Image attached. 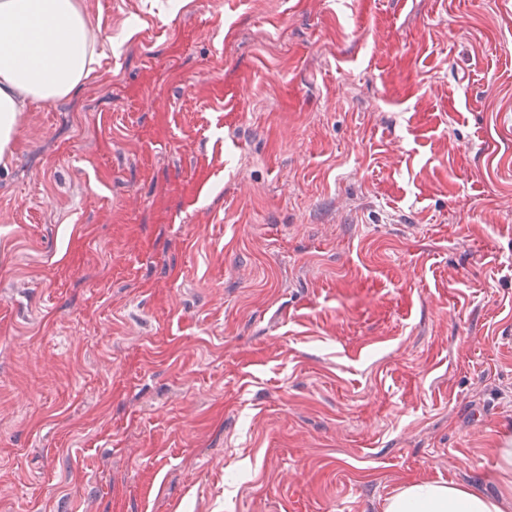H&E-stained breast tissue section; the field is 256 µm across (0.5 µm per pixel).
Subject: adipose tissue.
Wrapping results in <instances>:
<instances>
[{"label":"adipose tissue","instance_id":"adipose-tissue-1","mask_svg":"<svg viewBox=\"0 0 512 512\" xmlns=\"http://www.w3.org/2000/svg\"><path fill=\"white\" fill-rule=\"evenodd\" d=\"M99 58L80 0H0V162L12 154L29 104L73 96ZM505 502L468 486L412 481L385 512H503Z\"/></svg>","mask_w":512,"mask_h":512}]
</instances>
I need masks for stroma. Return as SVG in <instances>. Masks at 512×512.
<instances>
[{
  "mask_svg": "<svg viewBox=\"0 0 512 512\" xmlns=\"http://www.w3.org/2000/svg\"><path fill=\"white\" fill-rule=\"evenodd\" d=\"M82 2L0 166V512L497 495L512 4Z\"/></svg>",
  "mask_w": 512,
  "mask_h": 512,
  "instance_id": "1",
  "label": "stroma"
}]
</instances>
